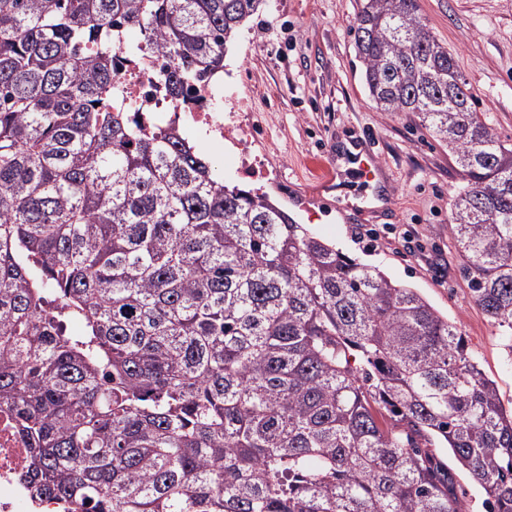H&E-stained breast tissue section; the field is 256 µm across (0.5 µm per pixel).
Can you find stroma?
Here are the masks:
<instances>
[{
    "label": "stroma",
    "instance_id": "obj_1",
    "mask_svg": "<svg viewBox=\"0 0 512 512\" xmlns=\"http://www.w3.org/2000/svg\"><path fill=\"white\" fill-rule=\"evenodd\" d=\"M358 0H267L224 59V94L259 123L255 151L280 172L277 200L298 223L350 258L417 289L456 325L468 353L512 409V353L472 299L448 231L464 181L446 147L410 112L378 111L349 25ZM428 30L453 53L493 132L512 143V0H419ZM189 135L225 184L251 189L233 158L197 130ZM372 148L377 186L347 174L322 185L320 166L344 144Z\"/></svg>",
    "mask_w": 512,
    "mask_h": 512
}]
</instances>
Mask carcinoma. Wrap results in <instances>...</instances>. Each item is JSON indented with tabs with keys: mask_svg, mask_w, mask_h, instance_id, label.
I'll use <instances>...</instances> for the list:
<instances>
[{
	"mask_svg": "<svg viewBox=\"0 0 512 512\" xmlns=\"http://www.w3.org/2000/svg\"><path fill=\"white\" fill-rule=\"evenodd\" d=\"M266 0H0V406L63 512H462L446 446L512 512V413L415 288L224 185L183 130L117 106L112 52L224 71ZM369 97L465 185L450 233L512 343V143L418 0H361ZM67 297L77 331L44 312Z\"/></svg>",
	"mask_w": 512,
	"mask_h": 512,
	"instance_id": "carcinoma-1",
	"label": "carcinoma"
}]
</instances>
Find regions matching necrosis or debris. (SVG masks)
<instances>
[{"mask_svg": "<svg viewBox=\"0 0 512 512\" xmlns=\"http://www.w3.org/2000/svg\"><path fill=\"white\" fill-rule=\"evenodd\" d=\"M155 53L140 58L121 57L117 63L123 88L122 102L139 110L142 122L154 120L167 126H194L217 142L228 143L234 152L240 174L265 183L279 181V174L269 169L250 149L253 128L241 113L237 101H225L224 83L216 80L197 86L190 96L174 98L164 93L157 81L165 66ZM29 462V445L18 430L13 413L0 407V512H60L56 501H34L19 481Z\"/></svg>", "mask_w": 512, "mask_h": 512, "instance_id": "4bbe7bcc", "label": "necrosis or debris"}]
</instances>
